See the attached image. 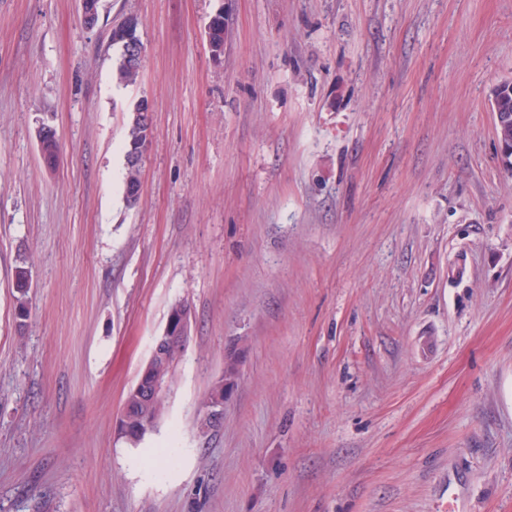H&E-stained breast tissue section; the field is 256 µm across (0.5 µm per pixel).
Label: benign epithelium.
I'll use <instances>...</instances> for the list:
<instances>
[{
  "label": "benign epithelium",
  "mask_w": 512,
  "mask_h": 512,
  "mask_svg": "<svg viewBox=\"0 0 512 512\" xmlns=\"http://www.w3.org/2000/svg\"><path fill=\"white\" fill-rule=\"evenodd\" d=\"M80 5L85 26L94 27L98 21L99 2L97 0H80ZM138 25V19L131 16L113 29L115 41L123 43L127 48L126 58L134 68L141 67L144 61L143 47L136 36ZM191 317V308L186 303L179 304L170 310L166 326L163 332L155 337L151 355L139 373L135 390L142 400L152 402L168 396L169 383L158 372L157 364L166 359L170 350L185 348L190 334ZM228 392L229 389L223 387L213 392L209 398L199 421V431L202 435L206 436L222 425L224 400ZM116 427L120 434L130 439L151 429L149 424L135 425L124 416L116 421Z\"/></svg>",
  "instance_id": "1"
}]
</instances>
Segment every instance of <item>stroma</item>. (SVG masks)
<instances>
[{
    "instance_id": "stroma-1",
    "label": "stroma",
    "mask_w": 512,
    "mask_h": 512,
    "mask_svg": "<svg viewBox=\"0 0 512 512\" xmlns=\"http://www.w3.org/2000/svg\"><path fill=\"white\" fill-rule=\"evenodd\" d=\"M509 79L512 0H100L91 29L79 0H0V512H512ZM183 300L131 445L116 421ZM139 21L136 17H128L122 24L113 29L112 37L116 42H122L127 48V54L122 50L121 43H112L116 45L118 53L114 64V76L116 82L122 85L133 84L137 81L140 71L134 68H141L144 61L143 47L141 46L136 30ZM127 59L130 61V66ZM496 93L507 90L509 92L503 93L497 100V108L499 112H495L496 115V127H501L505 125L503 128H498L497 133L498 138L503 137L504 139L512 141V82H500L495 85ZM511 90V92H510ZM507 112L511 115L510 118L507 115ZM511 119V121L507 124V122ZM507 124V125H506ZM140 102L134 104L128 123V133L126 137L125 153L134 147L139 149L141 154L145 152L146 143L151 135L146 133V129L142 126L147 127L148 130L152 129V109L148 99L142 101L140 110ZM136 116L139 121L135 118ZM138 151L131 149L128 153L127 163L129 166L140 167L142 165V156ZM27 269L25 261H20L18 265H16L14 270V288H15V299H16V309L19 318H24L26 316V307L25 300L28 293V289L31 288L32 285V274L27 278V288H26V277H27ZM191 317L192 311L187 303L176 305L169 312L163 332L155 337L151 355L141 369L135 386V390L145 402H152L168 396L169 383L158 372L157 364L166 359L170 350L185 348L190 334ZM180 353L179 350L173 351L164 362L160 363V367L167 374L171 372L176 360L181 357ZM236 377L235 364L231 362L227 365L224 375L227 386L230 389L235 385ZM229 388L225 387L223 380L222 388L214 391L209 400L208 397L211 390L203 397L201 406L203 407L207 400L208 402L199 421V431L202 435L206 436L222 425L224 421V400L229 392Z\"/></svg>"
}]
</instances>
